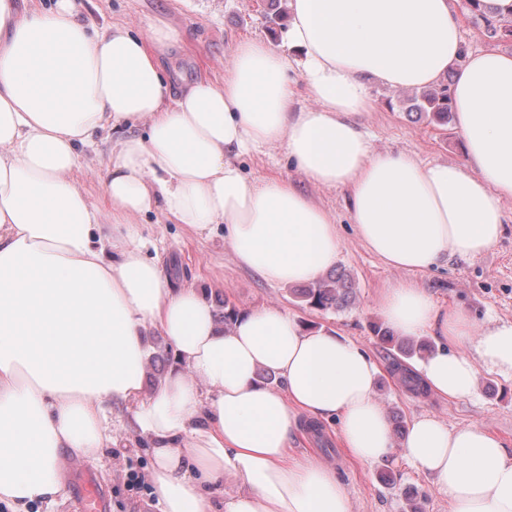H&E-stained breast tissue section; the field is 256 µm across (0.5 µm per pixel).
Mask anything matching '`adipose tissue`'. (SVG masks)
I'll return each mask as SVG.
<instances>
[{"instance_id":"1","label":"adipose tissue","mask_w":512,"mask_h":512,"mask_svg":"<svg viewBox=\"0 0 512 512\" xmlns=\"http://www.w3.org/2000/svg\"><path fill=\"white\" fill-rule=\"evenodd\" d=\"M289 53L240 43L224 79L173 96L159 57L178 37L100 31L73 0L47 12L0 0V504L55 506L63 459L100 460L105 413L127 410L147 444L161 512H351L335 469L290 457L310 418L339 422L349 456L386 460L393 431L378 367L349 339L307 331L284 309L219 323L194 287H175L147 255L136 217L162 210L199 234L223 227L237 265L272 285L309 282L340 253L336 220L285 179H251L239 156L271 146L316 186L340 188L358 238L409 280L376 309L404 336L461 347L418 368L429 395H473L480 369L512 378V322L476 330L413 276L498 243L512 199V53L463 54L451 0H290ZM451 89L463 163L377 153L362 119L369 86ZM299 72L311 108L295 105ZM115 132L95 207L73 179L98 132ZM160 339L176 363L145 393ZM279 376L284 390L258 373ZM404 457L450 512H512V451L486 427L416 417ZM237 489L225 494L224 477Z\"/></svg>"}]
</instances>
